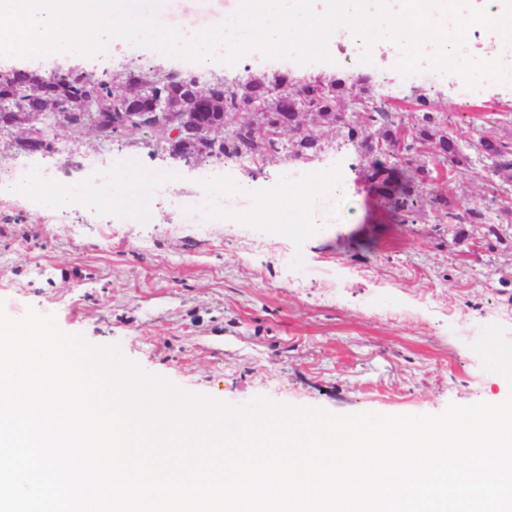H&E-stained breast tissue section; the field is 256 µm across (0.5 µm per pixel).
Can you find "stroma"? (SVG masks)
<instances>
[{"instance_id": "1", "label": "stroma", "mask_w": 512, "mask_h": 512, "mask_svg": "<svg viewBox=\"0 0 512 512\" xmlns=\"http://www.w3.org/2000/svg\"><path fill=\"white\" fill-rule=\"evenodd\" d=\"M160 52L114 48L107 68L69 53L1 58L0 68L45 75L78 67L122 80L151 75ZM209 84L255 73H343L340 63L299 66L257 58L218 70L176 63ZM377 98L406 107L419 82L367 66ZM440 110L473 132L512 136L490 112L512 110V91L483 87L467 102L462 86L428 87ZM324 150L274 165L212 159L232 186L222 210L197 214L185 200L205 194L198 162L173 159L164 133L140 142L97 140L58 129L53 148L30 153L0 138V166L19 163L30 180L78 184L91 171L134 161L164 193L141 213L107 217L74 209L48 221L23 198L0 202V299L9 315L55 314L61 330L95 346L120 344L144 370L195 394L234 405L258 396L335 414H438L512 394L485 348L494 333L512 351V229L488 248L478 227L463 241L444 224H401L380 206L340 128L320 130ZM352 164L343 197L314 188L304 209L281 208L278 223L249 217L257 196H278L289 175Z\"/></svg>"}]
</instances>
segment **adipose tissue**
Returning a JSON list of instances; mask_svg holds the SVG:
<instances>
[{
  "label": "adipose tissue",
  "mask_w": 512,
  "mask_h": 512,
  "mask_svg": "<svg viewBox=\"0 0 512 512\" xmlns=\"http://www.w3.org/2000/svg\"><path fill=\"white\" fill-rule=\"evenodd\" d=\"M152 188V178L137 167L115 169L107 166L78 185L60 183L47 190L34 182L23 191L27 193L32 210L50 218L86 204L104 211L121 209L147 198Z\"/></svg>",
  "instance_id": "1"
}]
</instances>
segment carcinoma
<instances>
[{
    "label": "carcinoma",
    "mask_w": 512,
    "mask_h": 512,
    "mask_svg": "<svg viewBox=\"0 0 512 512\" xmlns=\"http://www.w3.org/2000/svg\"><path fill=\"white\" fill-rule=\"evenodd\" d=\"M28 83L29 71L24 69H13L7 81H0V113L46 112L56 97L71 95L87 98L94 112H168L177 102L178 109L194 113L198 123L224 127L223 157H249L264 165L285 158L284 135L291 156L316 157L324 150L319 128L341 123V112L349 111L354 121L344 125L342 135L365 161L377 201L401 223L431 219L448 225L456 240L466 237L464 226L476 224L489 246L502 240L503 225H512V139L468 136L457 116L430 107L422 93L410 102L407 121L399 109L374 97L366 75L296 78L261 73L239 85L224 83L204 109L197 102L199 82L180 71L157 72L147 80L131 74L123 81L106 75L85 81L69 70L56 74L36 96L25 94ZM149 131L147 124L114 126L107 136L134 138ZM37 132L29 151L50 149L54 129L43 125ZM479 161L508 174L507 183H489V200L464 206L447 185L473 176Z\"/></svg>",
    "instance_id": "obj_1"
}]
</instances>
